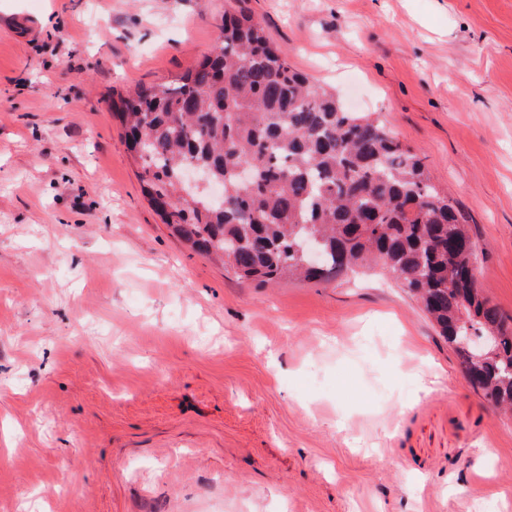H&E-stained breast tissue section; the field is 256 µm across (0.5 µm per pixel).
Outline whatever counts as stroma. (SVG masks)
Here are the masks:
<instances>
[{
  "mask_svg": "<svg viewBox=\"0 0 512 512\" xmlns=\"http://www.w3.org/2000/svg\"><path fill=\"white\" fill-rule=\"evenodd\" d=\"M241 10L424 159L512 320V0H0V512H512V416L399 283L238 279L142 195L113 102Z\"/></svg>",
  "mask_w": 512,
  "mask_h": 512,
  "instance_id": "35a3bbf8",
  "label": "stroma"
}]
</instances>
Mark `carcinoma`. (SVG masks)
I'll use <instances>...</instances> for the list:
<instances>
[{
    "instance_id": "cac0c4a2",
    "label": "carcinoma",
    "mask_w": 512,
    "mask_h": 512,
    "mask_svg": "<svg viewBox=\"0 0 512 512\" xmlns=\"http://www.w3.org/2000/svg\"><path fill=\"white\" fill-rule=\"evenodd\" d=\"M141 192L185 243L262 284L323 282L380 262L416 298L470 379L512 413V324L476 288L478 246L416 153L377 118L348 111L272 45L247 14L226 15L216 50L171 81L114 105ZM189 164L220 187L185 185ZM245 165L251 179L237 170ZM321 240L316 267L297 255Z\"/></svg>"
}]
</instances>
